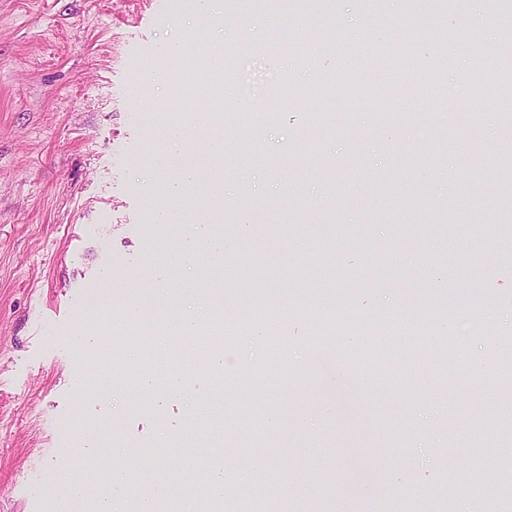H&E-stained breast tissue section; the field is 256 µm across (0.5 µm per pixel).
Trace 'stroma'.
<instances>
[{"mask_svg":"<svg viewBox=\"0 0 512 512\" xmlns=\"http://www.w3.org/2000/svg\"><path fill=\"white\" fill-rule=\"evenodd\" d=\"M224 12L245 32L224 42L237 79L259 99L288 80L291 104L248 130L254 154L225 146L216 232L234 244L192 273L223 318L242 316L245 296L277 308L288 358L266 363L265 342L244 331L223 350L250 374L181 363L146 396L144 360L177 340L131 273L160 277L176 308L198 306L166 268L194 242L183 224L151 220L168 179L151 158L169 117L196 108L195 81L162 49L178 39L207 56L212 21L193 0H0V512H86L65 483L98 486L91 461L105 452L172 498L225 469L237 494L262 467L268 503L397 512L391 489L406 486L428 490L425 512H476L474 471L501 474L499 360L512 357V189L492 184L512 170V129L489 93L452 107L423 85L402 98L409 123L379 120L393 101L363 50H383L393 80L447 58L443 83L461 84L512 63L500 44L512 0L485 13L473 0H383L374 12L330 0L302 13L295 0H229ZM475 24L477 47L464 40ZM315 83L336 106L319 124ZM316 298L336 304L331 329L304 315ZM101 299L111 323L94 314ZM132 302L155 313L150 339L113 352L128 378L99 393L98 358ZM467 315L469 337L449 352ZM380 334L378 362L362 360ZM424 349L438 368L406 383ZM199 400L219 426L191 424Z\"/></svg>","mask_w":512,"mask_h":512,"instance_id":"1","label":"stroma"}]
</instances>
